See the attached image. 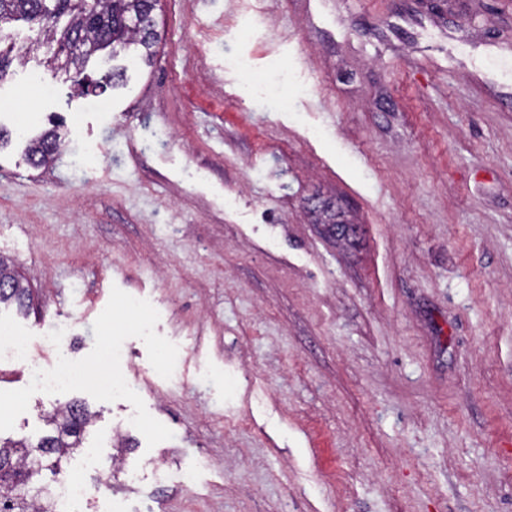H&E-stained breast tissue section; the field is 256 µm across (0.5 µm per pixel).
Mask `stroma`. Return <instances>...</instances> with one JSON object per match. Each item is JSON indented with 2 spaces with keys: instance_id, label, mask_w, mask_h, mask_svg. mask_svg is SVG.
Listing matches in <instances>:
<instances>
[{
  "instance_id": "1",
  "label": "stroma",
  "mask_w": 512,
  "mask_h": 512,
  "mask_svg": "<svg viewBox=\"0 0 512 512\" xmlns=\"http://www.w3.org/2000/svg\"><path fill=\"white\" fill-rule=\"evenodd\" d=\"M156 21L87 91L40 53L0 81V258L35 297L0 328L134 383L49 399L2 363L0 437L85 402L63 467L126 512H512V0ZM61 135L52 129L35 141L27 152V161L36 168L47 165L60 148Z\"/></svg>"
}]
</instances>
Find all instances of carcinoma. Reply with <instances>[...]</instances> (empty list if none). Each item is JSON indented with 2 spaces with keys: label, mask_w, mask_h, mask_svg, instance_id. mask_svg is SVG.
Returning a JSON list of instances; mask_svg holds the SVG:
<instances>
[{
  "label": "carcinoma",
  "mask_w": 512,
  "mask_h": 512,
  "mask_svg": "<svg viewBox=\"0 0 512 512\" xmlns=\"http://www.w3.org/2000/svg\"><path fill=\"white\" fill-rule=\"evenodd\" d=\"M159 0H0V17L37 23L43 28V39L37 46L46 48L47 62L63 69L54 54L58 45L81 36L89 55L108 50L112 56L135 51L142 57L153 56L158 42L154 11ZM65 24H60L61 19ZM142 19L138 30L128 28L129 19ZM61 135L52 129L35 141L27 152V161L35 168L47 165L60 148ZM33 292L18 271L0 258V305L14 303L21 310L33 307ZM92 413L82 404L70 403L54 409L47 416L54 426L51 434L42 436L36 445L22 440H0V497L6 512H52V505L42 501L48 491L45 485L33 483L45 468L53 474L61 472V459L83 448L86 427Z\"/></svg>",
  "instance_id": "1"
}]
</instances>
